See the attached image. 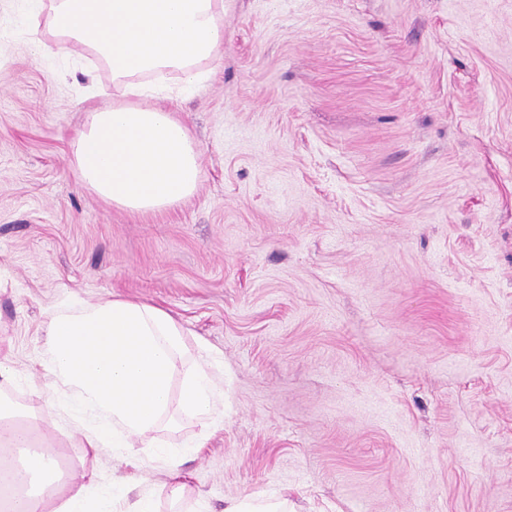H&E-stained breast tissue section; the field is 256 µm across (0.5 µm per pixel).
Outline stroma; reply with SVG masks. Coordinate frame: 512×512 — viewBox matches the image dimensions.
I'll list each match as a JSON object with an SVG mask.
<instances>
[{"instance_id": "1", "label": "stroma", "mask_w": 512, "mask_h": 512, "mask_svg": "<svg viewBox=\"0 0 512 512\" xmlns=\"http://www.w3.org/2000/svg\"><path fill=\"white\" fill-rule=\"evenodd\" d=\"M0 13V356L42 412L69 295L168 311L215 359L224 415L162 428L222 512H512V0H224V46L167 107L197 192L132 213L68 141L113 104L84 48L34 55ZM69 466L108 480L130 456ZM288 497L254 498L246 496L225 500L224 512H289Z\"/></svg>"}]
</instances>
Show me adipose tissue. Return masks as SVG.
Segmentation results:
<instances>
[{
  "mask_svg": "<svg viewBox=\"0 0 512 512\" xmlns=\"http://www.w3.org/2000/svg\"><path fill=\"white\" fill-rule=\"evenodd\" d=\"M29 15L48 41L84 46L112 72L126 104L88 112L69 141L71 167L89 191L131 211L171 207L192 196L201 175L200 150L189 128L147 84L152 74L177 73L193 90L203 66L224 45V0H31ZM152 97L149 105L139 104ZM50 418L70 429L75 447L133 454L141 470L163 465L177 474L182 452L161 443L162 422L185 415L208 422L224 408V389L212 376L203 345L189 346L182 326L164 309L110 297L62 302L45 329ZM20 376L0 358V471L16 489L0 512H157L151 488L128 476L85 481L71 471L59 482L50 447L32 451L39 418L8 394Z\"/></svg>",
  "mask_w": 512,
  "mask_h": 512,
  "instance_id": "obj_1",
  "label": "adipose tissue"
}]
</instances>
